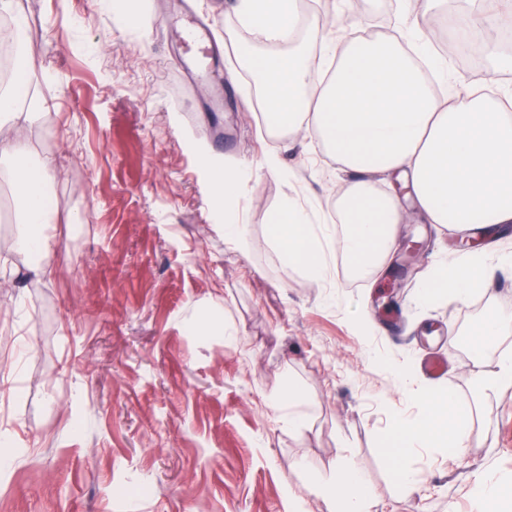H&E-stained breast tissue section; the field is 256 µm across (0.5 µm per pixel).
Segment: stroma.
<instances>
[{"instance_id":"stroma-1","label":"stroma","mask_w":512,"mask_h":512,"mask_svg":"<svg viewBox=\"0 0 512 512\" xmlns=\"http://www.w3.org/2000/svg\"><path fill=\"white\" fill-rule=\"evenodd\" d=\"M23 2L25 51L40 63L26 84L48 105L29 137L55 158L48 191L65 222L52 280L0 288V512H288L295 498L328 512L302 460L326 475L354 460L368 512H478L473 488L489 469L512 487V388L474 385L503 343L476 359L463 341L489 312L512 310V270L471 313L419 305L420 281L455 259L461 233L415 219L399 227L400 241L423 245L413 268L391 258L353 275L334 213L351 173L314 132L262 134L263 104L234 64L254 40L236 0H139L137 27L110 0ZM194 3L223 46L215 74L233 72L239 91L190 86L175 25ZM317 4L350 34L402 37L412 24L406 0H361L353 14L340 0ZM447 65L438 95L453 101L492 63ZM270 152L283 175L261 169ZM225 161L249 172L237 196L249 252L225 242L215 206ZM288 203L330 238L324 278L287 268L270 242ZM366 319L369 336L356 330ZM437 347L452 366L444 383L419 364ZM394 366L421 389L451 384L471 411L464 462L438 447L403 458L421 480L413 495L386 460L395 419L422 412ZM293 385L305 395L296 427L272 407Z\"/></svg>"}]
</instances>
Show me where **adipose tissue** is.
Segmentation results:
<instances>
[{"mask_svg": "<svg viewBox=\"0 0 512 512\" xmlns=\"http://www.w3.org/2000/svg\"><path fill=\"white\" fill-rule=\"evenodd\" d=\"M260 16L252 31L283 44V51L260 55L239 47L238 57L260 82L265 123L270 131H315L337 162L359 178L339 184L336 195L346 206L340 250L356 275L376 274L396 249L398 225L419 217L424 223L461 229H492L512 224V113L502 101L464 85L456 104L443 102L421 74L412 54L389 38L350 39L339 36L338 62L319 96H310L311 50L333 23L303 21L296 0H239L238 16ZM38 67L34 57L20 61L17 75L0 88V182L12 187L17 224L14 252L29 257L26 275L36 280L52 274L49 257L59 241L55 209L45 202V176L54 161L31 160L28 127L42 109L40 100L22 99L27 75ZM399 174L406 195L376 193L372 179ZM248 176L238 167L221 169L219 202L224 205V238L235 249L252 246L239 224L233 203ZM276 242L289 267L322 277L327 261L323 237L303 211L286 204L274 215ZM512 266V253L490 257L485 250H467L452 264L435 267L419 286V301H460L485 290L499 268ZM419 421H397L394 446L406 455L442 444L454 457L466 448V411L450 389L425 390ZM312 492L329 501L335 512H366L369 487L354 462H344L327 476L301 463Z\"/></svg>", "mask_w": 512, "mask_h": 512, "instance_id": "obj_1", "label": "adipose tissue"}]
</instances>
